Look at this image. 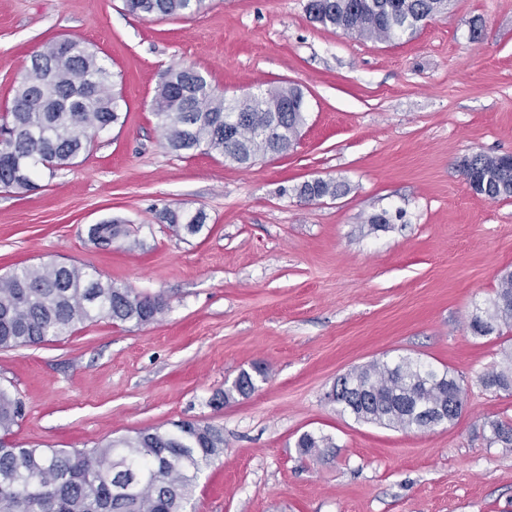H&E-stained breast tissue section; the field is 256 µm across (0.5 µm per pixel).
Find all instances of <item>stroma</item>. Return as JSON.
<instances>
[{
	"mask_svg": "<svg viewBox=\"0 0 512 512\" xmlns=\"http://www.w3.org/2000/svg\"><path fill=\"white\" fill-rule=\"evenodd\" d=\"M307 0H206L143 20L123 0H0V110L31 54L74 38L105 56L128 118L37 190H0V275L77 264L170 308L133 327L102 319L37 346L0 348V386L22 399L20 445L90 449L181 420L224 435L188 512H512V393L485 390L512 330L470 321L512 270V199L473 194L464 157L512 154V0H451L393 42L313 23ZM172 65L206 71L227 97L282 80L306 95L288 153L243 168L164 144L151 101ZM315 178L347 193L309 204ZM204 210L175 233L163 207ZM387 215L374 230L371 218ZM125 221L99 246L92 225ZM139 240L129 248V239ZM409 357L460 378L465 407L427 430L356 421L335 380ZM256 390L221 403L244 371ZM305 432L330 436L300 455ZM484 438L488 446L492 447L495 444L503 443L506 445L512 444V424L502 420H488L483 425Z\"/></svg>",
	"mask_w": 512,
	"mask_h": 512,
	"instance_id": "1",
	"label": "stroma"
}]
</instances>
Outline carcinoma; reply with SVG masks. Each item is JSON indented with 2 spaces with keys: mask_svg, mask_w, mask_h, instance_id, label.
Returning <instances> with one entry per match:
<instances>
[{
  "mask_svg": "<svg viewBox=\"0 0 512 512\" xmlns=\"http://www.w3.org/2000/svg\"><path fill=\"white\" fill-rule=\"evenodd\" d=\"M449 0H308L311 21L345 35L390 40L412 33L448 9ZM127 12L144 20L199 12L204 0H124ZM122 97L115 90L107 60L84 43L64 38L44 43L25 65L13 88L11 105L0 113V189L18 194L36 188L41 170L50 172L87 151L94 137L123 124ZM153 111L165 144L176 153L201 152L238 165L280 154L294 146L305 124L303 90L295 84L260 88L228 100L201 70L172 66L159 78ZM246 113L250 122L231 139L226 129ZM471 189L496 201L512 199V166L506 158L483 153L464 158ZM303 202L345 193V185L324 179L296 188ZM162 221L189 235L200 233L202 210L165 207ZM99 244L128 236L124 221L95 224ZM489 307L472 316L473 333L512 328V271L499 278ZM169 302L143 294L71 265H24L0 277V348L34 346L66 336L100 319L144 326L162 317ZM240 373L232 394L256 389L255 375ZM487 390L512 391V367L480 378ZM348 403L344 411L366 423L402 429L427 425L411 399L445 408L447 421L458 417L461 388L449 370L438 372L418 360L375 361L353 369L335 383ZM19 397L0 387V512H185L204 467L224 453V435L199 423L169 430L146 429L90 450H42L4 439L22 417ZM488 446L512 444V424H484ZM302 455L331 448L325 436L301 434Z\"/></svg>",
  "mask_w": 512,
  "mask_h": 512,
  "instance_id": "1",
  "label": "carcinoma"
}]
</instances>
